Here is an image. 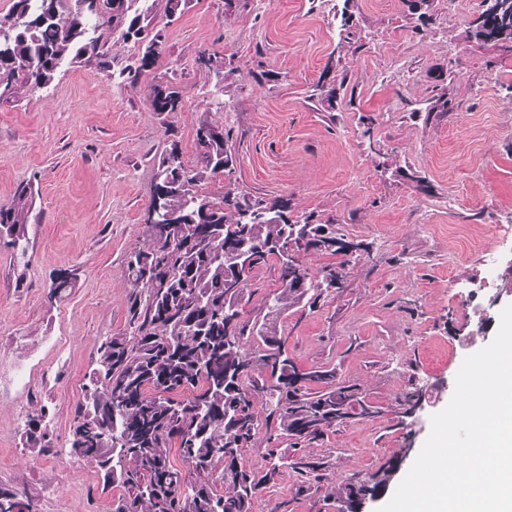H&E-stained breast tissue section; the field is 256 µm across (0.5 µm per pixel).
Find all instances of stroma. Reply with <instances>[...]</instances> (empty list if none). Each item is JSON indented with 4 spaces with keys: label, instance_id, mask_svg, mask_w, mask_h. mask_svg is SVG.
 <instances>
[{
    "label": "stroma",
    "instance_id": "1",
    "mask_svg": "<svg viewBox=\"0 0 512 512\" xmlns=\"http://www.w3.org/2000/svg\"><path fill=\"white\" fill-rule=\"evenodd\" d=\"M479 2L431 0L418 17L405 0H190L172 19L154 10L166 39L137 81L66 66L0 103V205L19 183L35 192L26 259L0 240L1 486L39 512H109L94 465L68 453L74 409L101 339L127 326L125 258L143 240L153 165L169 139L192 165L204 121L231 131L233 181L366 246L345 288L278 332L299 369H335L378 413L306 444L320 479L279 467L252 512H339L334 487L396 456L403 480L464 359L512 304V237L497 234L512 226V52L474 38ZM203 50L235 72L223 94ZM161 82L179 111L152 112ZM320 82L334 84L333 108L311 100ZM440 95L447 110H432ZM488 249L500 275L479 290ZM64 270L76 286L49 301ZM278 276L273 260L251 273L244 319ZM39 413L46 454L21 440Z\"/></svg>",
    "mask_w": 512,
    "mask_h": 512
}]
</instances>
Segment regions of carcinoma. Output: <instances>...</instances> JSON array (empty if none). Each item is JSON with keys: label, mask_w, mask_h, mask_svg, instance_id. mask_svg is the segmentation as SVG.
<instances>
[{"label": "carcinoma", "mask_w": 512, "mask_h": 512, "mask_svg": "<svg viewBox=\"0 0 512 512\" xmlns=\"http://www.w3.org/2000/svg\"><path fill=\"white\" fill-rule=\"evenodd\" d=\"M140 0H12L0 18V102L15 100L24 89H41L64 63L105 72L118 42L138 43V54L119 76L134 80L153 67L163 35L149 32L150 9ZM485 42L512 44V0H497L490 16L473 22ZM197 64L214 73L223 89L224 62L202 51ZM151 110L175 112L179 91L155 84ZM196 129V160L182 161L180 142L160 154L149 205L160 203L176 223L160 236L144 225V244L131 252L125 274L133 292L124 332L106 337L96 350L75 409L69 453L92 462L103 474V487H119L111 512H252L254 498L266 488L279 464L310 474L320 465L304 457L278 458L267 471L248 469L242 450L253 446L261 423L257 404L277 417L279 436L291 445L311 442L343 423L354 412L376 410L360 389L336 380L333 369L300 371L284 349L277 322L290 311L314 307L333 283L345 287L350 256L329 241L344 235L310 213L298 219L288 201L262 199L236 184H224L214 198L203 186L230 176L236 154L230 132L203 141ZM34 191L20 183L9 203L0 205V237L5 235L20 259L26 257L27 224ZM244 246L249 270L278 262L280 287L263 302L252 322L242 320L244 290L229 294L236 262L226 248ZM337 257L312 273L303 255ZM76 277L59 275L49 297L61 298ZM255 340L252 351L246 343ZM262 367L268 374L256 377ZM314 380L317 387L292 381ZM44 414L27 416L23 437L41 453L51 451ZM175 447L186 465L171 463ZM399 467L392 459L366 481H348L335 495L340 512H358L361 501L379 494ZM0 512H36L31 500L0 486Z\"/></svg>", "instance_id": "obj_1"}]
</instances>
